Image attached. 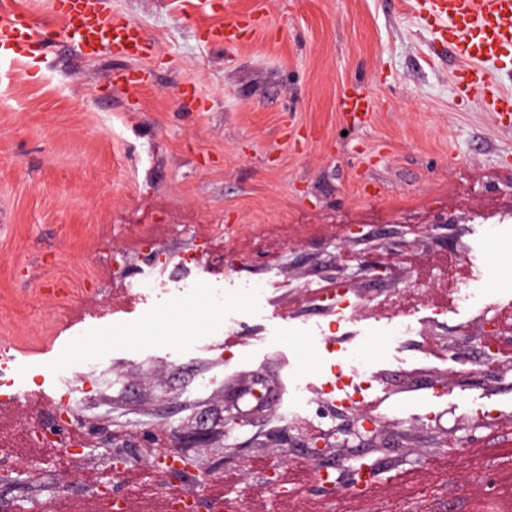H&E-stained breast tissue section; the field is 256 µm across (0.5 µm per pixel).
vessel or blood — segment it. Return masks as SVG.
Masks as SVG:
<instances>
[{
  "instance_id": "obj_1",
  "label": "vessel or blood",
  "mask_w": 512,
  "mask_h": 512,
  "mask_svg": "<svg viewBox=\"0 0 512 512\" xmlns=\"http://www.w3.org/2000/svg\"><path fill=\"white\" fill-rule=\"evenodd\" d=\"M54 6L85 55H96L107 46L117 56H145L153 48L139 27L106 12L100 0H54ZM420 9L437 23L439 42L451 46L460 60L453 82L457 95L479 98L483 110L492 115L512 116V94L505 92L491 74L498 67L512 68V0H421ZM264 25V15L259 12L211 29L210 40L217 45L245 44ZM42 48V43L32 41L26 22L15 16L0 20L1 60L32 56ZM340 106L342 111L362 117L373 111L374 100L355 86L342 95ZM478 254L485 284L496 286L505 275L497 239L483 237ZM96 346V339L87 335L67 343L63 356L48 365V380L39 390V397L48 404H57L53 381L57 369L72 366Z\"/></svg>"
}]
</instances>
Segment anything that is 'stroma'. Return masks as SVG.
I'll list each match as a JSON object with an SVG mask.
<instances>
[{"label": "stroma", "instance_id": "obj_1", "mask_svg": "<svg viewBox=\"0 0 512 512\" xmlns=\"http://www.w3.org/2000/svg\"><path fill=\"white\" fill-rule=\"evenodd\" d=\"M51 2L0 0V16L23 15L51 44L0 60V343L29 365L18 403L0 409V457L20 466L0 483V512H106L81 473L138 447L130 473L161 483L144 453L160 433L206 466L177 489L221 490L224 512H482L490 493L512 512V370L473 365L488 320L502 323L498 348L512 347V274L468 305L450 272L489 228L512 264V126L455 95L459 61L417 0H104L155 46L129 59L82 57ZM260 6L263 37L210 46V28ZM128 71L140 84L113 81ZM354 84L376 100L359 126L340 110ZM148 223L152 248L113 278L103 250ZM187 254L196 266L178 264ZM379 264L376 282L364 269ZM339 288L360 311L337 317L327 298ZM218 292L199 332L162 339L164 310ZM402 312L416 332L398 339ZM81 315L116 333L146 316L148 338L105 355L106 381L74 410L87 452L70 462L22 429ZM345 335L340 356L372 377L380 478L353 497L305 473L279 496L271 469L352 459L311 448L352 421L319 392L336 359L326 348ZM234 403L246 422L227 434ZM482 403L498 415L477 428ZM455 440L462 453L437 471Z\"/></svg>", "mask_w": 512, "mask_h": 512}]
</instances>
